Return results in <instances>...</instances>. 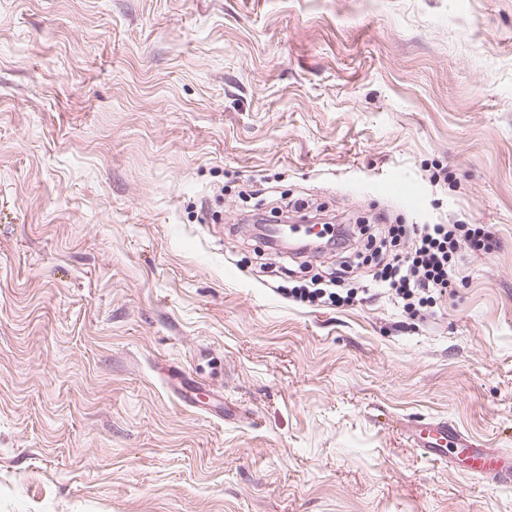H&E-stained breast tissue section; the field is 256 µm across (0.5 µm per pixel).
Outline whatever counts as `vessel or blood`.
Segmentation results:
<instances>
[{
  "label": "vessel or blood",
  "instance_id": "b4317fda",
  "mask_svg": "<svg viewBox=\"0 0 512 512\" xmlns=\"http://www.w3.org/2000/svg\"><path fill=\"white\" fill-rule=\"evenodd\" d=\"M169 389L187 406L198 407L201 387L194 380L172 377ZM412 445L420 457L449 463H467L470 474L495 486H512V454L498 448H482L448 425L445 420H431L409 431Z\"/></svg>",
  "mask_w": 512,
  "mask_h": 512
}]
</instances>
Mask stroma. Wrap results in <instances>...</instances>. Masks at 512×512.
Returning <instances> with one entry per match:
<instances>
[{
  "label": "stroma",
  "mask_w": 512,
  "mask_h": 512,
  "mask_svg": "<svg viewBox=\"0 0 512 512\" xmlns=\"http://www.w3.org/2000/svg\"><path fill=\"white\" fill-rule=\"evenodd\" d=\"M295 201L494 242L415 317L297 302ZM430 419L512 450V0H0V512H512ZM169 389L177 396V399L184 405L199 409L198 396L202 387L192 379L185 376L182 378L169 377L166 380Z\"/></svg>",
  "instance_id": "1"
}]
</instances>
